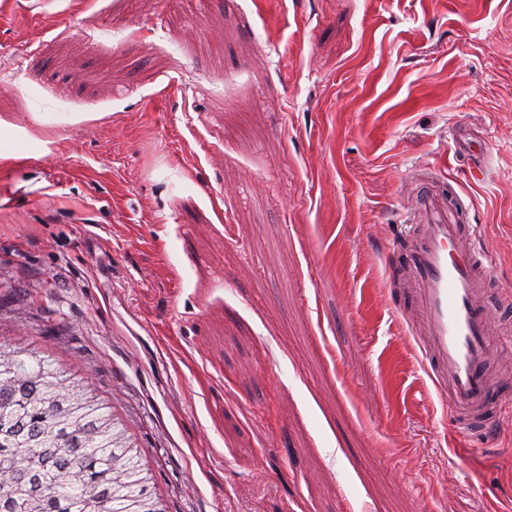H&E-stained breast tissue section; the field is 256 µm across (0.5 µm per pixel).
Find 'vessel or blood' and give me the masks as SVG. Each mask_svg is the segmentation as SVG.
<instances>
[{
	"label": "vessel or blood",
	"instance_id": "b4317fda",
	"mask_svg": "<svg viewBox=\"0 0 512 512\" xmlns=\"http://www.w3.org/2000/svg\"><path fill=\"white\" fill-rule=\"evenodd\" d=\"M434 180V172L424 173L404 216L407 230L387 247V268L404 276L395 290L398 314L460 434L490 438L512 412V374L492 371L503 349L492 337L493 259L479 244L477 225L459 221L464 199L448 197Z\"/></svg>",
	"mask_w": 512,
	"mask_h": 512
}]
</instances>
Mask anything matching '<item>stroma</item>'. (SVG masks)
<instances>
[{
  "label": "stroma",
  "instance_id": "obj_1",
  "mask_svg": "<svg viewBox=\"0 0 512 512\" xmlns=\"http://www.w3.org/2000/svg\"><path fill=\"white\" fill-rule=\"evenodd\" d=\"M428 168L512 289V0H6L0 342L168 512H512L393 305Z\"/></svg>",
  "mask_w": 512,
  "mask_h": 512
}]
</instances>
